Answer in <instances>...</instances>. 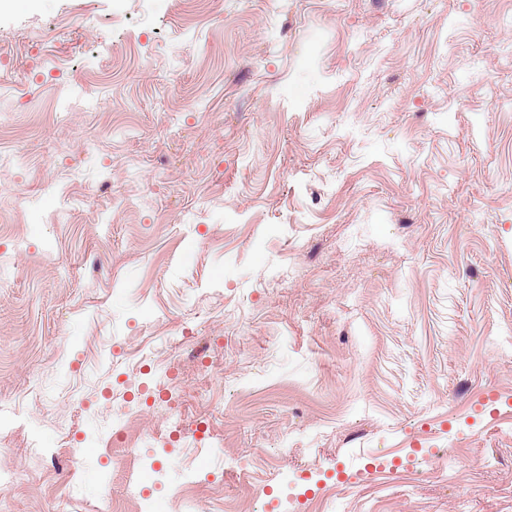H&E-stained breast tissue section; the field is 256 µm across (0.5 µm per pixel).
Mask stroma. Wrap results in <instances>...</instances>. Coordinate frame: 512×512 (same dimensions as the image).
Listing matches in <instances>:
<instances>
[{"mask_svg": "<svg viewBox=\"0 0 512 512\" xmlns=\"http://www.w3.org/2000/svg\"><path fill=\"white\" fill-rule=\"evenodd\" d=\"M6 103L11 512L129 404L154 512H512V0H14Z\"/></svg>", "mask_w": 512, "mask_h": 512, "instance_id": "obj_1", "label": "stroma"}]
</instances>
